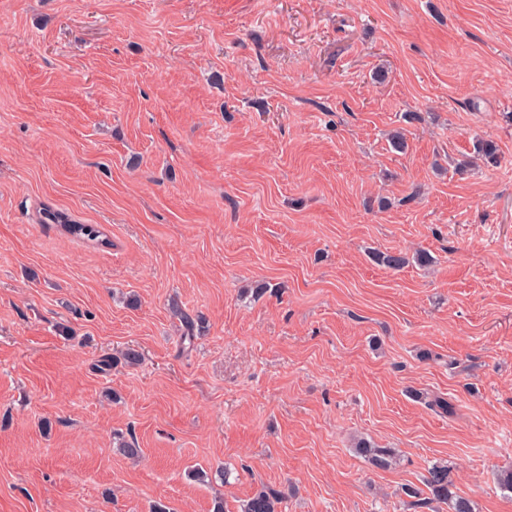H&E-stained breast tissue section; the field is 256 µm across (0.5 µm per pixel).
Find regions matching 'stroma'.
Masks as SVG:
<instances>
[{
  "mask_svg": "<svg viewBox=\"0 0 512 512\" xmlns=\"http://www.w3.org/2000/svg\"><path fill=\"white\" fill-rule=\"evenodd\" d=\"M439 462L512 512V0H0V512H450ZM44 219L59 224V226L69 235L82 238L88 241L105 244L103 231L92 224H77L66 213L59 211L44 212ZM424 485L434 498L450 501L452 512H474L473 504L467 497L452 491L453 484L448 479L447 465L436 463L428 469ZM284 494L263 486L240 506V512H279Z\"/></svg>",
  "mask_w": 512,
  "mask_h": 512,
  "instance_id": "1",
  "label": "stroma"
}]
</instances>
